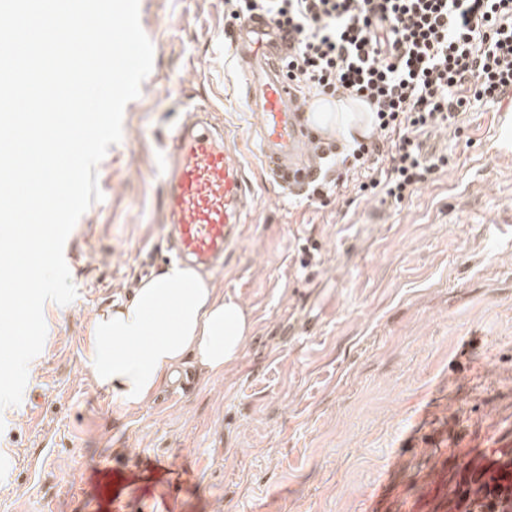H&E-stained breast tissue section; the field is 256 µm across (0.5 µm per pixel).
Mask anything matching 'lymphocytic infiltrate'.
Wrapping results in <instances>:
<instances>
[{
	"label": "lymphocytic infiltrate",
	"instance_id": "lymphocytic-infiltrate-1",
	"mask_svg": "<svg viewBox=\"0 0 512 512\" xmlns=\"http://www.w3.org/2000/svg\"><path fill=\"white\" fill-rule=\"evenodd\" d=\"M288 38L282 72L302 97L343 93L374 116L370 142L344 152L356 194L410 199L447 156L417 138L512 89V0H224Z\"/></svg>",
	"mask_w": 512,
	"mask_h": 512
}]
</instances>
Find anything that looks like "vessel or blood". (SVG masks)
<instances>
[{
	"mask_svg": "<svg viewBox=\"0 0 512 512\" xmlns=\"http://www.w3.org/2000/svg\"><path fill=\"white\" fill-rule=\"evenodd\" d=\"M241 98L257 123L250 131L278 184L304 192L316 176L306 153V114L312 103L298 99L276 65L275 30L269 21H242L233 42ZM494 142L512 152V97L504 96L496 117ZM227 131L199 119L177 128L164 145L166 238L175 258L216 270L242 239L246 179L238 156L227 146Z\"/></svg>",
	"mask_w": 512,
	"mask_h": 512,
	"instance_id": "b4317fda",
	"label": "vessel or blood"
}]
</instances>
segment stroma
<instances>
[{"label": "stroma", "instance_id": "stroma-1", "mask_svg": "<svg viewBox=\"0 0 512 512\" xmlns=\"http://www.w3.org/2000/svg\"><path fill=\"white\" fill-rule=\"evenodd\" d=\"M153 68L70 233L20 405L0 411V512H469L466 475L512 450V155L498 107L422 135L448 166L401 207L281 194L247 130L224 0H139ZM210 107L251 182L212 281L251 311L224 376L119 410L83 358L93 315L166 265L163 146ZM510 112H512V98L509 91L501 100L496 117L494 143L500 153L512 152V113Z\"/></svg>", "mask_w": 512, "mask_h": 512}]
</instances>
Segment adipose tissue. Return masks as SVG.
I'll use <instances>...</instances> for the list:
<instances>
[{
	"label": "adipose tissue",
	"mask_w": 512,
	"mask_h": 512,
	"mask_svg": "<svg viewBox=\"0 0 512 512\" xmlns=\"http://www.w3.org/2000/svg\"><path fill=\"white\" fill-rule=\"evenodd\" d=\"M313 121L347 142L372 133V115L341 96L319 97ZM249 308L190 266L172 263L143 279L133 295L102 308L88 327L86 360L95 382L120 409L143 407L185 369L223 376L252 337Z\"/></svg>",
	"instance_id": "adipose-tissue-1"
}]
</instances>
